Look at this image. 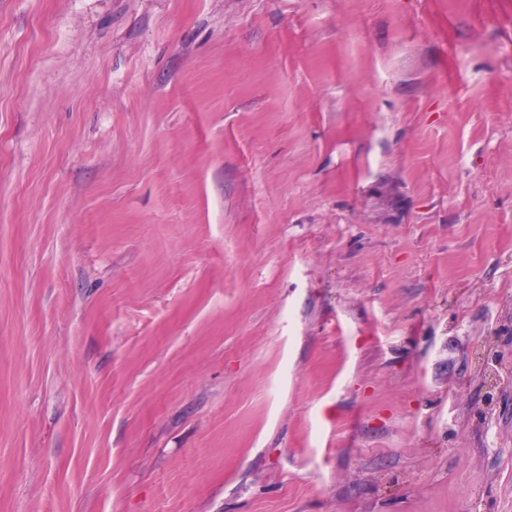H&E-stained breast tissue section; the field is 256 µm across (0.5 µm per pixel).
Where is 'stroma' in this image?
<instances>
[{"mask_svg":"<svg viewBox=\"0 0 512 512\" xmlns=\"http://www.w3.org/2000/svg\"><path fill=\"white\" fill-rule=\"evenodd\" d=\"M0 512H512V0H0Z\"/></svg>","mask_w":512,"mask_h":512,"instance_id":"stroma-1","label":"stroma"}]
</instances>
